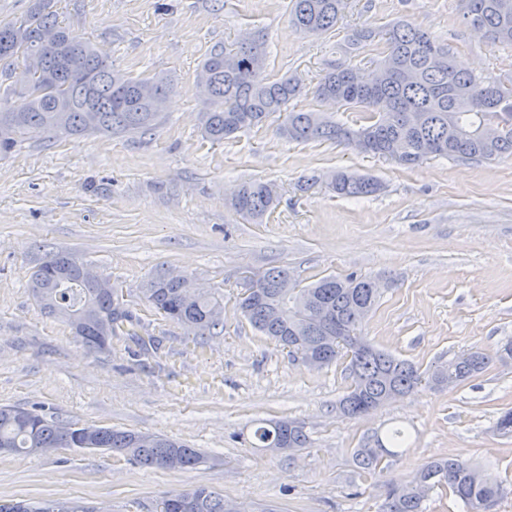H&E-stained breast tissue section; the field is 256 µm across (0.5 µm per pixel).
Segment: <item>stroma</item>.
I'll use <instances>...</instances> for the list:
<instances>
[{
    "label": "stroma",
    "instance_id": "1",
    "mask_svg": "<svg viewBox=\"0 0 512 512\" xmlns=\"http://www.w3.org/2000/svg\"><path fill=\"white\" fill-rule=\"evenodd\" d=\"M289 8L290 0H54L60 24L115 69L166 73L174 90L165 120L146 134H33L0 158V406L163 434L198 448L205 461L174 471L100 450L0 453L1 501L156 512L164 495L204 486L282 512H379L387 484L410 481L429 459L457 456L512 486V436L495 428L512 409V364L491 363L451 391L420 387L351 419L337 408L352 383L347 359L310 369L238 309L248 279L272 268L304 285L353 274L384 283L362 328L376 347L423 369L470 350L494 353L512 340V157H436L408 169L330 141H290L279 133V113L213 144L201 136L205 104L195 82L211 48L252 34L267 44V74L290 73L307 87L291 108L355 128L364 113L313 95L353 30L375 34L353 60L364 71L400 18L447 44L460 67L507 84L512 46L476 33L461 0H347L335 29L319 36L296 31ZM339 169L371 176L382 189L338 196L327 182ZM248 180L271 184L280 197L259 223L227 204ZM57 252L110 279L155 349L116 335L90 354L65 322L45 314L29 280ZM172 273L223 293V332L196 336L149 310L148 282ZM261 419L303 426L309 446L290 455L252 447ZM395 427L409 437L403 455L358 475L353 451L363 437Z\"/></svg>",
    "mask_w": 512,
    "mask_h": 512
}]
</instances>
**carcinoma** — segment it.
Wrapping results in <instances>:
<instances>
[{"label":"carcinoma","instance_id":"cac0c4a2","mask_svg":"<svg viewBox=\"0 0 512 512\" xmlns=\"http://www.w3.org/2000/svg\"><path fill=\"white\" fill-rule=\"evenodd\" d=\"M464 17L493 44H512V0H462ZM51 0H35L19 21L0 24V65L11 68L33 56L37 66L28 76L20 103L0 105V125L15 136L0 139L6 156L29 134L58 136L145 133L161 119L171 80L166 75L134 77L107 64L82 38L59 26ZM346 0H291L289 16L304 33H325L342 18ZM374 38L356 30L348 40L349 58L326 72L314 88L320 100L369 112L365 124L351 128L319 112H295L288 104L305 92L293 75L271 79L255 60H266L265 41L245 37L233 49L212 48L196 73V85L208 104L202 135L222 143L235 133L262 125L270 115L287 113L282 132L297 142L331 141L354 150L415 167L430 157L492 160L512 156V87L501 81L459 69L448 46L406 20L394 22L386 33V50L374 72L386 73L380 83L361 85L351 63ZM332 190L350 198L379 190L371 178L337 171ZM270 184L245 181L228 200L250 220H261L275 206ZM80 262L69 254L50 255L34 272L32 293L41 308L65 319L90 353L99 352L103 336L120 332L147 352L153 338L137 333L138 320L125 307L118 289L102 278L86 282ZM291 287H285V284ZM380 297L377 281L367 278L324 277L301 287L286 269L273 268L246 289L239 300L244 318L261 335L291 352L310 351L313 368L323 369L341 357L352 379L338 409L346 417L369 415L385 402L411 394L422 385L458 387L478 376L493 361L512 362V340L494 355L462 353L425 371L406 359L378 349L361 336V328ZM147 303L164 318L196 336L224 329V302L219 295L193 289L188 278L160 275L145 289ZM141 433L107 427H66L33 410L0 407V452L29 455L50 448H79L90 440L96 448L124 456L132 464L185 470L203 462L190 445L153 435L139 443ZM408 436L394 429L381 437L363 438L355 451L362 473L377 469L384 457H397ZM308 437L291 420L264 423L253 433L252 445L273 452L306 447ZM446 488L466 512L484 503L495 507L511 493L481 466L459 458H435L423 464L411 481L389 485L381 512H425L426 496L414 482ZM56 502L0 503V512H52ZM159 512H230L229 499L205 487L162 497Z\"/></svg>","mask_w":512,"mask_h":512}]
</instances>
